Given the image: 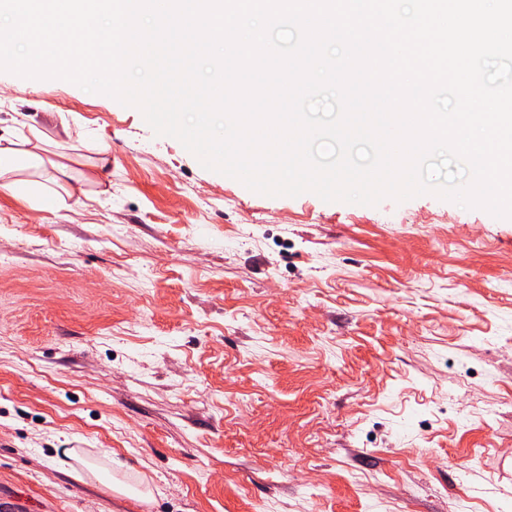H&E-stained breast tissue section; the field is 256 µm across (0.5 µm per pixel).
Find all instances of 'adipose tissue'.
Masks as SVG:
<instances>
[{
    "mask_svg": "<svg viewBox=\"0 0 512 512\" xmlns=\"http://www.w3.org/2000/svg\"><path fill=\"white\" fill-rule=\"evenodd\" d=\"M43 142V132L33 125L27 134H8L5 145H0V193L26 199L44 209L59 203V190L71 178L72 169L64 162L48 161L42 154ZM48 166L55 172L49 185L41 179Z\"/></svg>",
    "mask_w": 512,
    "mask_h": 512,
    "instance_id": "1",
    "label": "adipose tissue"
}]
</instances>
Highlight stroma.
Here are the masks:
<instances>
[{
    "label": "stroma",
    "mask_w": 512,
    "mask_h": 512,
    "mask_svg": "<svg viewBox=\"0 0 512 512\" xmlns=\"http://www.w3.org/2000/svg\"><path fill=\"white\" fill-rule=\"evenodd\" d=\"M26 117L83 179L0 194V512H512V219L261 195L0 72Z\"/></svg>",
    "instance_id": "obj_1"
}]
</instances>
